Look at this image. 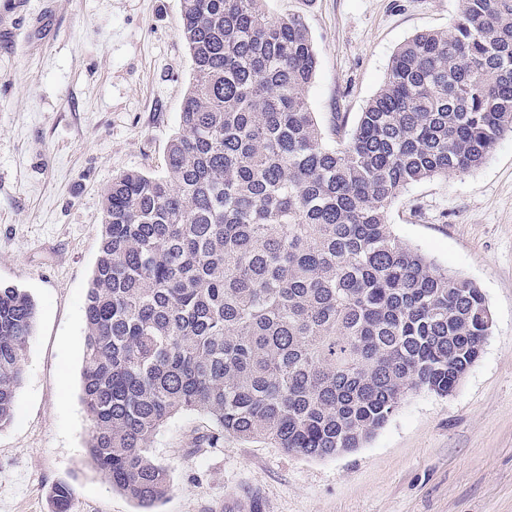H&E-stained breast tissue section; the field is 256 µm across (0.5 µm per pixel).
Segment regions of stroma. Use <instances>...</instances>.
I'll use <instances>...</instances> for the list:
<instances>
[{
	"mask_svg": "<svg viewBox=\"0 0 512 512\" xmlns=\"http://www.w3.org/2000/svg\"><path fill=\"white\" fill-rule=\"evenodd\" d=\"M301 16L318 55L307 90L326 140L346 143L396 50L448 29L457 0H266ZM180 0H0V283L36 305L24 379L0 427V512H138L86 462L79 400L84 308L101 197L128 170L157 174L192 79ZM346 118L336 128L334 114ZM387 220L483 292L493 325L449 395L412 392L361 448L322 459L175 417L151 450L171 479L159 512H512V135L478 168L409 186Z\"/></svg>",
	"mask_w": 512,
	"mask_h": 512,
	"instance_id": "stroma-1",
	"label": "stroma"
}]
</instances>
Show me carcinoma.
<instances>
[{
  "instance_id": "obj_1",
  "label": "carcinoma",
  "mask_w": 512,
  "mask_h": 512,
  "mask_svg": "<svg viewBox=\"0 0 512 512\" xmlns=\"http://www.w3.org/2000/svg\"><path fill=\"white\" fill-rule=\"evenodd\" d=\"M450 29L393 55L351 133L325 142L306 92L317 53L264 0H181L192 65L159 174L102 194L85 304L86 459L141 508L171 490L149 453L200 413L209 432L324 458L360 448L405 397L451 393L489 308L471 280L397 240L410 185L476 168L512 134V0H458ZM35 305L0 284V426L12 417ZM54 512H70L65 484Z\"/></svg>"
}]
</instances>
